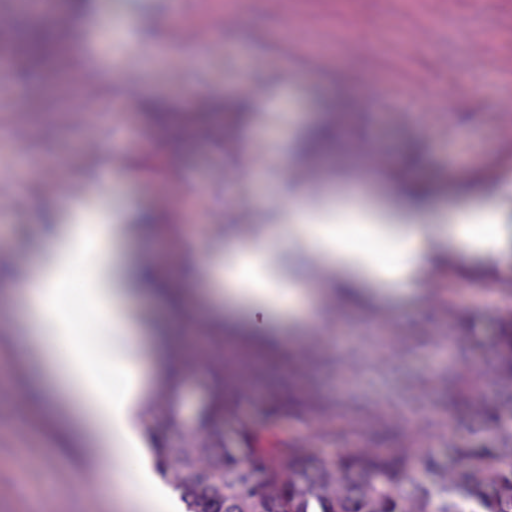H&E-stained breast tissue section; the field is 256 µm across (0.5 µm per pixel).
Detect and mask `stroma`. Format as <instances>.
<instances>
[{"label": "stroma", "mask_w": 512, "mask_h": 512, "mask_svg": "<svg viewBox=\"0 0 512 512\" xmlns=\"http://www.w3.org/2000/svg\"><path fill=\"white\" fill-rule=\"evenodd\" d=\"M72 18L79 69L71 93L51 99L42 73L0 69V262L31 266L48 248L56 197L41 176L108 163L111 190L94 176L70 199L125 216L118 249L125 265L151 261L178 290L142 297L143 323L174 328L182 351L224 353V389L236 400L224 440L241 424L275 445L338 457L353 448L413 442L441 462L468 445L496 448L500 425L486 414L512 400V379L486 367L512 316V274L477 251L439 245L422 297L331 296L321 332L246 307L217 312L215 279H184L189 262L220 266L228 236L288 221L303 204L313 222L344 220L337 200L357 192L396 221L450 223L462 209L512 229V0H101ZM191 27L193 39L144 62L152 41ZM120 67L143 98L212 97L269 101L239 141L194 137L176 166L158 133L141 124L133 99L100 94L101 71ZM344 113L326 152L299 161L297 148L332 105ZM22 125L25 149L14 147ZM435 187L429 208L412 212L397 182ZM197 242L189 253L187 242ZM25 306L0 288V512H135L103 485L92 444L66 416L62 390L24 329ZM179 400L169 427L146 425L144 448L181 447L201 432L215 379L173 367L145 406L162 408L160 387ZM295 399V406L284 403Z\"/></svg>", "instance_id": "stroma-1"}]
</instances>
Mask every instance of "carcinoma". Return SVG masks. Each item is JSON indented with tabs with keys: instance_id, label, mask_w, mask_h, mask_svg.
I'll list each match as a JSON object with an SVG mask.
<instances>
[{
	"instance_id": "cac0c4a2",
	"label": "carcinoma",
	"mask_w": 512,
	"mask_h": 512,
	"mask_svg": "<svg viewBox=\"0 0 512 512\" xmlns=\"http://www.w3.org/2000/svg\"><path fill=\"white\" fill-rule=\"evenodd\" d=\"M21 40L27 66L40 71L52 66L65 72L75 52L69 31L57 30L39 18L0 31V46ZM147 125L169 132L171 147L185 140L177 127L183 120L214 122L242 128L250 113L239 101L211 98L202 107L175 108L163 99L146 98L138 104ZM499 371L512 377V336H505L497 353ZM194 368L208 369L220 384L224 360L207 356ZM244 440L224 443L223 430L211 426L184 447L172 450L161 444L152 449L157 471L178 491L187 512H512V430H501L507 448L456 450V465L448 468L411 444L389 451L360 448L331 459H313L303 449L258 448L248 427ZM251 461L265 475L255 481ZM420 468L422 482L410 479Z\"/></svg>"
}]
</instances>
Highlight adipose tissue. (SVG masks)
Returning a JSON list of instances; mask_svg holds the SVG:
<instances>
[{"instance_id": "1", "label": "adipose tissue", "mask_w": 512, "mask_h": 512, "mask_svg": "<svg viewBox=\"0 0 512 512\" xmlns=\"http://www.w3.org/2000/svg\"><path fill=\"white\" fill-rule=\"evenodd\" d=\"M349 224H293L310 254L326 259L354 288L370 282L390 293L422 296V284L432 258L431 231L423 224H388L372 207L352 203ZM456 243L498 256L507 238L502 225L477 221L473 211L455 217ZM52 250L28 273L6 277L4 283L28 305V325L41 352L46 353L65 389L74 397L79 416L96 445L102 472L122 479V488L138 512H167V498L145 488L150 462L139 445L141 411L152 386L153 344L132 316L129 293L112 277L116 262L111 215L79 213L68 223L54 225ZM366 240L389 243L396 255L386 265ZM281 246L263 233L246 245H235L224 280L244 303L267 311L285 312L299 321L314 319L317 302L310 289L289 282L281 286L276 256ZM79 280L92 333L77 335L62 297L72 280ZM120 374L125 387L113 395L103 371Z\"/></svg>"}]
</instances>
